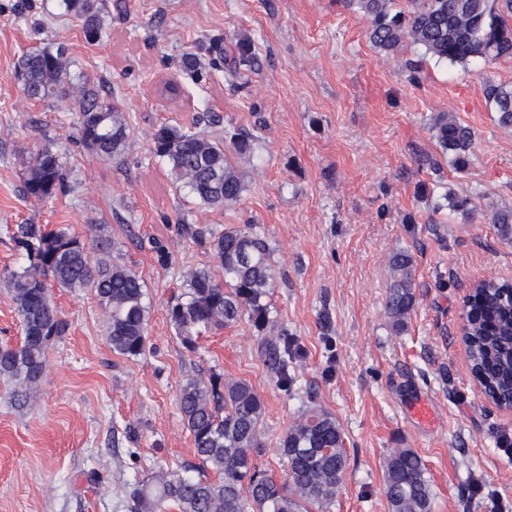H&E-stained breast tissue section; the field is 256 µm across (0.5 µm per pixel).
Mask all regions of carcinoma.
Masks as SVG:
<instances>
[{"label": "carcinoma", "instance_id": "cac0c4a2", "mask_svg": "<svg viewBox=\"0 0 512 512\" xmlns=\"http://www.w3.org/2000/svg\"><path fill=\"white\" fill-rule=\"evenodd\" d=\"M65 11L80 23L86 38L102 31V0H62ZM344 7L369 21V41L394 54L409 43L450 65L472 60L512 59V0H406L395 11L392 0H343ZM211 65L225 68L227 79L240 68L261 69L254 44L242 40L227 49L215 39L208 46ZM66 50L43 49L23 56L19 70L31 99L57 98L78 108L80 143L97 158L120 160L130 136L125 116L112 103L69 78ZM484 97L502 127L512 126V84L489 83ZM433 129L442 152L452 156L456 170L470 163L475 132L441 114ZM155 154L167 167L175 189L200 204L222 208L237 203L246 190L238 160L253 153V136L239 129L210 138L179 126H163L154 136ZM67 175L58 154L45 145L36 150L24 178L23 194L38 201L67 191ZM491 223L512 234V209L491 212ZM103 224L89 225L90 242L69 228L47 229L20 224L13 240L24 264L0 270V283L11 293L22 330L19 343L0 346V383L14 405L23 408L35 395L47 371L46 347L66 335L69 323L60 316L51 288H89L108 317L107 341L127 358L146 351L149 303L145 283L132 268L112 256V238ZM179 234L208 247L214 265L185 274L184 292L167 315L182 346L194 351L202 334L247 320L259 333L271 325L274 248L254 224L230 227L217 234L203 224H181ZM393 283L385 301L392 327L402 332L417 303L413 266L407 250L390 258ZM468 349L473 373L485 380L496 402H512V284L482 282L469 305ZM272 369L285 387L290 338L283 329L263 337ZM182 420L201 462V473L187 477L160 469L130 492L133 512H330L349 467L345 432L336 417L313 405L303 409L276 442L287 460L284 481L259 468L255 455L264 448V403L245 379L213 373L209 379H188L177 393ZM384 495L389 512H433V493L422 458L411 448H394L384 458ZM214 474L212 480L209 474Z\"/></svg>", "mask_w": 512, "mask_h": 512}]
</instances>
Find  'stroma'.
<instances>
[{
  "mask_svg": "<svg viewBox=\"0 0 512 512\" xmlns=\"http://www.w3.org/2000/svg\"><path fill=\"white\" fill-rule=\"evenodd\" d=\"M103 2L102 37L90 43L61 0H0V268L23 262L17 225H63L80 237L106 225L145 283L148 344L134 359L113 353L94 292L53 288L69 330L46 349L32 406L16 408L0 391V512H130L131 487L156 469L197 476L176 396L186 379L213 373L248 380L263 400L258 463L275 480L284 477L276 441L299 413L314 401L336 416L350 468L332 512H389L383 460L395 446L424 461L433 512H512V451L501 445L512 440V413L478 391L461 340L474 284L512 279V236L488 221L492 208H512V128L499 126L483 95L487 82L512 83V59L429 58L406 72L340 0ZM216 34L228 45L250 39L262 70L236 87L214 70L184 78L181 56ZM60 45L72 77L124 113L122 162L89 156L77 113L29 99L17 79L26 53ZM170 80L184 87L174 100L157 93ZM442 113L476 132L466 172L433 136ZM162 125L216 138L252 130L242 199L211 209L176 192L153 152ZM44 143L60 154L69 190L37 201L24 196L23 176ZM421 156L436 168L419 166ZM448 191L473 197L472 220L440 208ZM182 222L219 232L255 224L275 247L273 315L298 345L291 390L248 322L205 333L196 351L181 345L169 301L186 270L213 264L179 235ZM154 241L170 251L168 264ZM400 249L414 256L419 300L397 333L384 303ZM422 396L434 412L428 425L411 419Z\"/></svg>",
  "mask_w": 512,
  "mask_h": 512,
  "instance_id": "1",
  "label": "stroma"
}]
</instances>
